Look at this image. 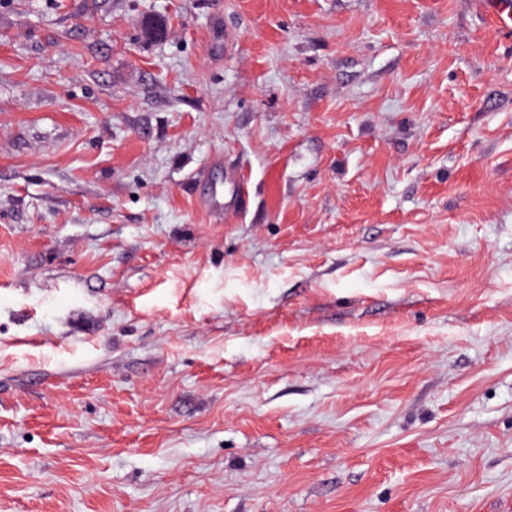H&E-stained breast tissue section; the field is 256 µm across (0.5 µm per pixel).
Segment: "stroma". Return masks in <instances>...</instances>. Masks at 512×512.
I'll return each mask as SVG.
<instances>
[{"label":"stroma","mask_w":512,"mask_h":512,"mask_svg":"<svg viewBox=\"0 0 512 512\" xmlns=\"http://www.w3.org/2000/svg\"><path fill=\"white\" fill-rule=\"evenodd\" d=\"M495 17L0 0V512H512ZM241 182V175L238 172L226 170L224 192L215 191L212 196L203 200L204 209L216 220L227 221L238 216L246 205L245 190Z\"/></svg>","instance_id":"obj_1"}]
</instances>
